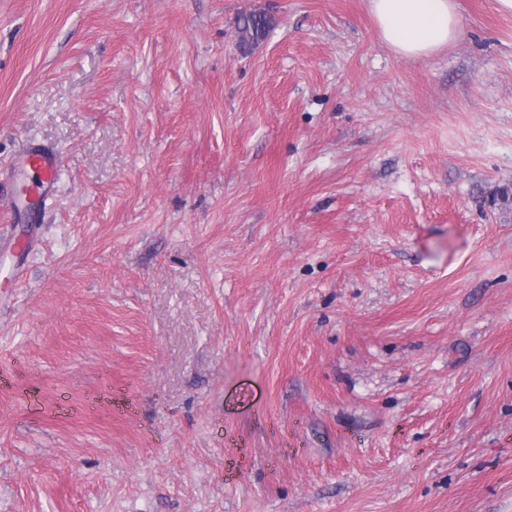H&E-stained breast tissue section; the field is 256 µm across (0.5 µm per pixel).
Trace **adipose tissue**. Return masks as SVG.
Here are the masks:
<instances>
[{
  "mask_svg": "<svg viewBox=\"0 0 512 512\" xmlns=\"http://www.w3.org/2000/svg\"><path fill=\"white\" fill-rule=\"evenodd\" d=\"M382 39L399 57H431L466 35L456 0H368Z\"/></svg>",
  "mask_w": 512,
  "mask_h": 512,
  "instance_id": "adipose-tissue-1",
  "label": "adipose tissue"
}]
</instances>
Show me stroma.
I'll return each instance as SVG.
<instances>
[{"label":"stroma","instance_id":"1","mask_svg":"<svg viewBox=\"0 0 512 512\" xmlns=\"http://www.w3.org/2000/svg\"><path fill=\"white\" fill-rule=\"evenodd\" d=\"M0 0V512H512V14ZM266 13L256 46L237 19ZM382 39L401 58L423 59L466 35L455 0H368ZM16 165L29 174L27 197L30 200V215L38 217L40 203L51 190L58 169L56 154L41 147H26L19 155Z\"/></svg>","mask_w":512,"mask_h":512}]
</instances>
